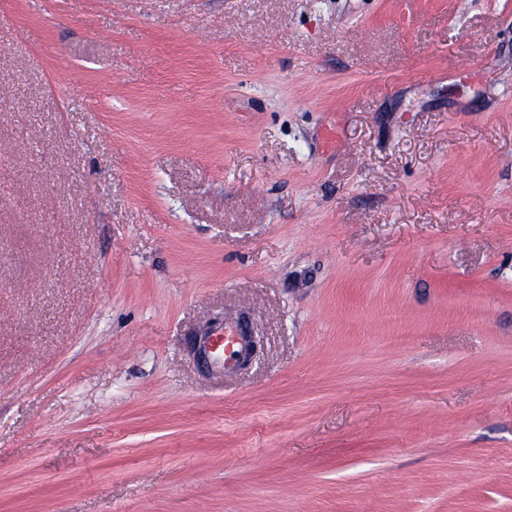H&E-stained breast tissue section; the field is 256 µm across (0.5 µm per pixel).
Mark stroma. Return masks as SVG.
I'll use <instances>...</instances> for the list:
<instances>
[{
    "label": "stroma",
    "instance_id": "1",
    "mask_svg": "<svg viewBox=\"0 0 512 512\" xmlns=\"http://www.w3.org/2000/svg\"><path fill=\"white\" fill-rule=\"evenodd\" d=\"M0 512H512V0H0ZM242 330L238 324H224L215 339L217 341L216 355L225 362L232 360L233 354L240 349Z\"/></svg>",
    "mask_w": 512,
    "mask_h": 512
}]
</instances>
